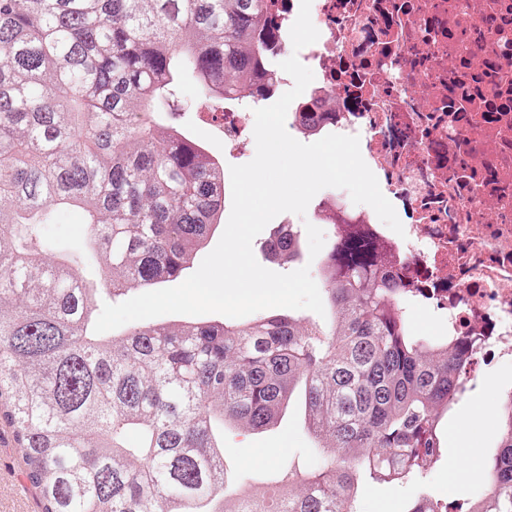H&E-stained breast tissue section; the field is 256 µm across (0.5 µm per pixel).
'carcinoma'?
<instances>
[{
    "mask_svg": "<svg viewBox=\"0 0 512 512\" xmlns=\"http://www.w3.org/2000/svg\"><path fill=\"white\" fill-rule=\"evenodd\" d=\"M275 0H0V420L40 512H356L362 484L421 482L466 391L464 344L412 333L402 278L341 224L320 268L328 319L134 322L98 298L175 281L224 214V167L170 115L251 93ZM83 215V253L44 226ZM300 251L293 225L266 244ZM301 396L317 469L224 495V429L262 430ZM472 512H512V388ZM406 512H448L421 491Z\"/></svg>",
    "mask_w": 512,
    "mask_h": 512,
    "instance_id": "1",
    "label": "carcinoma"
}]
</instances>
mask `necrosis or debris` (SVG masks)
<instances>
[{"label": "necrosis or debris", "instance_id": "necrosis-or-debris-1", "mask_svg": "<svg viewBox=\"0 0 512 512\" xmlns=\"http://www.w3.org/2000/svg\"><path fill=\"white\" fill-rule=\"evenodd\" d=\"M315 78L288 109L359 136L403 233L342 190L320 207L368 225L405 275L404 313L434 310L475 338L464 378L512 363V0H312Z\"/></svg>", "mask_w": 512, "mask_h": 512}]
</instances>
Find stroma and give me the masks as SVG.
Segmentation results:
<instances>
[{
	"mask_svg": "<svg viewBox=\"0 0 512 512\" xmlns=\"http://www.w3.org/2000/svg\"><path fill=\"white\" fill-rule=\"evenodd\" d=\"M188 110L180 124L195 139L207 146L223 166L251 161L255 146L241 155L224 152V141L200 113L194 112L196 96L185 90ZM512 377V366L485 370L476 379L473 390L443 420L441 441L444 455L425 484L445 502L469 500L479 487L478 473L487 454L475 446L476 436H496L498 411L492 403V389L502 377ZM304 412L300 403H292L278 423L262 432L240 435L224 434V469L226 494H243L259 488L287 483L291 472L310 470L318 465V454L303 427ZM24 462L9 427L0 422V512H39L34 493L19 496L25 485ZM416 492L415 486L394 489L369 487L358 498V512H405V505Z\"/></svg>",
	"mask_w": 512,
	"mask_h": 512,
	"instance_id": "1",
	"label": "stroma"
}]
</instances>
